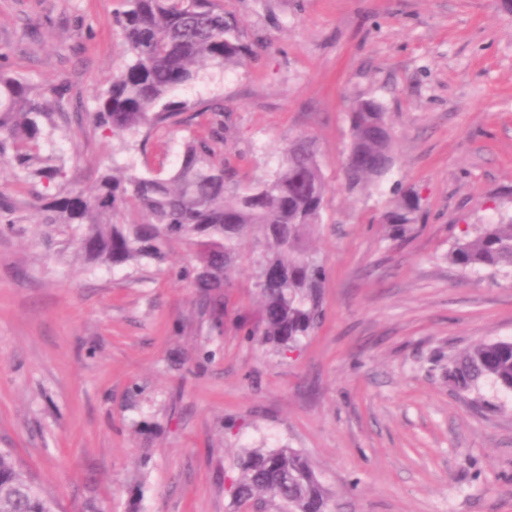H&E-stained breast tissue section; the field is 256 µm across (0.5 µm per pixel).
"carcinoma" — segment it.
<instances>
[{
	"instance_id": "carcinoma-1",
	"label": "carcinoma",
	"mask_w": 512,
	"mask_h": 512,
	"mask_svg": "<svg viewBox=\"0 0 512 512\" xmlns=\"http://www.w3.org/2000/svg\"><path fill=\"white\" fill-rule=\"evenodd\" d=\"M115 24L125 43L124 64L96 97L90 118L95 128L127 146L125 137L150 135L181 123L195 112H223L219 100L190 103L175 92L194 83L207 67L241 64L251 53L223 0H123ZM63 83L54 104L40 100L25 78L0 70V163L28 180L51 181L62 165L40 155L43 125L58 127L53 113L64 111ZM383 107L369 99L350 112L356 162L343 167L348 185L383 176L393 163V134ZM267 177L239 179L224 163L214 133L197 135L183 149L176 171L140 175L132 167L103 172L89 192L58 193L41 203L35 223L67 236L88 264L162 267L176 245L189 256L178 271L197 295L210 331L224 333V288L229 271L247 266L259 299L257 321L239 318V328L261 347L285 356L298 349L320 324V288L325 268L311 246L322 224L327 186L312 140L299 139ZM419 203L407 193L387 215L400 232L414 223ZM142 220H114L122 209ZM463 268L512 274V217L485 224L474 238L458 241L448 254ZM449 376L469 390L491 379L512 391V341H480L456 356ZM230 493L238 506L264 502L276 512H327L328 495L315 472L292 448H252L239 454ZM0 512H55L53 499L0 448Z\"/></svg>"
}]
</instances>
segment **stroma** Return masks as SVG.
Here are the masks:
<instances>
[{"label":"stroma","instance_id":"stroma-1","mask_svg":"<svg viewBox=\"0 0 512 512\" xmlns=\"http://www.w3.org/2000/svg\"><path fill=\"white\" fill-rule=\"evenodd\" d=\"M122 0H0V67L37 93L67 82L65 159L51 183L0 166L13 225L0 229V448L56 512H234L232 461L297 450L330 512H512V391L459 389L448 371L478 341L512 339V276L452 264L453 245L512 216V0H224L252 53L178 92L224 105L225 162L273 171L310 137L328 186L314 247L324 317L298 355L237 326L256 308L230 272L224 333L168 270L77 259L33 221L36 195L87 189L113 162L173 172L210 114L155 130L127 153L87 114L122 63ZM380 102L395 163L345 186L349 112ZM415 221L385 220L404 190Z\"/></svg>","mask_w":512,"mask_h":512}]
</instances>
